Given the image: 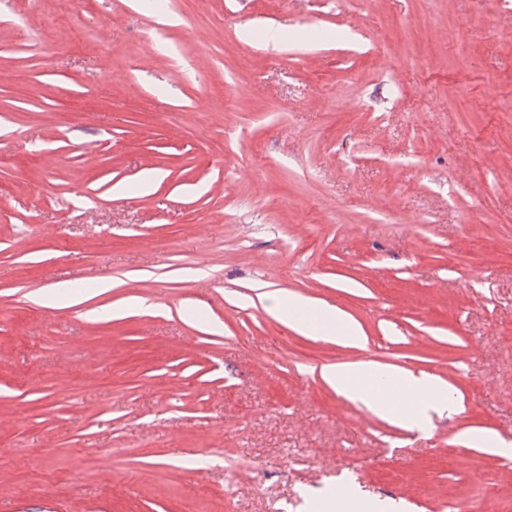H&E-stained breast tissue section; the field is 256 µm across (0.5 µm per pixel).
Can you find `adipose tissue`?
I'll use <instances>...</instances> for the list:
<instances>
[{
	"label": "adipose tissue",
	"mask_w": 512,
	"mask_h": 512,
	"mask_svg": "<svg viewBox=\"0 0 512 512\" xmlns=\"http://www.w3.org/2000/svg\"><path fill=\"white\" fill-rule=\"evenodd\" d=\"M273 307L283 323L297 332L320 336L336 341L343 346H355L361 340L360 329L347 320L342 311L326 304H318L307 299L281 291L272 297ZM374 375L378 384H387L391 376L386 372H371L364 362L344 366L326 365L321 369L324 381L336 389L337 393L351 401L366 405L368 410L380 416H390L407 429L417 428L421 410L427 409L438 415L458 413L460 405L446 387L439 384L436 377L420 373L405 377L406 389L417 400L416 409L399 411L387 400L375 396L363 384L367 375Z\"/></svg>",
	"instance_id": "obj_1"
}]
</instances>
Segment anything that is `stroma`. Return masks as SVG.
<instances>
[{
    "label": "stroma",
    "instance_id": "35a3bbf8",
    "mask_svg": "<svg viewBox=\"0 0 512 512\" xmlns=\"http://www.w3.org/2000/svg\"><path fill=\"white\" fill-rule=\"evenodd\" d=\"M472 429L512 441V0H0V512H512ZM272 301L283 323L297 332L336 340L343 346H356L361 340L360 329L336 307L312 303L285 291L273 295ZM371 368L365 362L350 363L344 366L326 365L321 369L324 381L336 392L351 401H359L366 405L368 410L379 416H390L399 421L409 430L419 428L420 411L431 410L440 417L456 414L460 405L448 388L439 384L436 377L420 373L409 374L404 379L406 389L418 401L413 410L399 411L387 400L375 396L364 385Z\"/></svg>",
    "mask_w": 512,
    "mask_h": 512
}]
</instances>
